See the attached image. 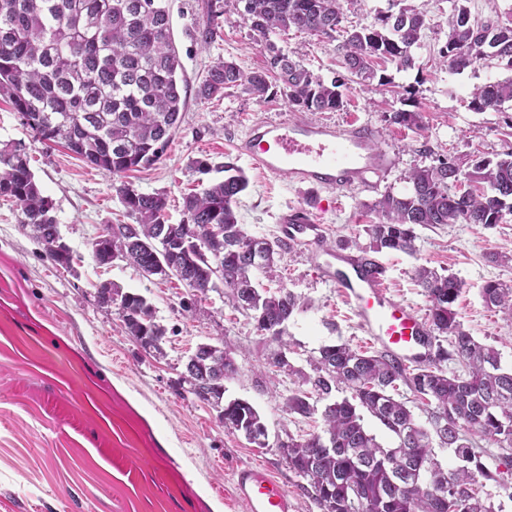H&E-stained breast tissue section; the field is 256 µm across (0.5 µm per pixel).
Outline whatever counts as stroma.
<instances>
[{
	"label": "stroma",
	"instance_id": "obj_1",
	"mask_svg": "<svg viewBox=\"0 0 512 512\" xmlns=\"http://www.w3.org/2000/svg\"><path fill=\"white\" fill-rule=\"evenodd\" d=\"M205 0H167L173 32L189 87H196L219 58L242 70L263 69L265 52L243 22L238 0H224L221 26L202 37ZM425 13L428 28L416 49L415 69L395 74L390 86L349 83L344 106L309 112L306 120L356 122L380 133V146L394 157L381 189L403 190L414 168L445 156L462 165L512 151V128L497 112L469 108L475 86L512 76L497 61L460 75L438 64L448 33L447 0H403ZM276 42L314 74L341 72L335 42L289 31ZM420 112L422 130L388 126L387 112ZM298 110L285 96L257 102L240 88L200 101L188 96L181 124L162 160L133 173L143 192L168 195V221L181 223L182 196L212 181L199 161H231L249 185L240 196L239 218L249 234L279 239V222L292 208L308 209L327 227L334 247L368 243L378 195L357 189H310L261 175L235 146L253 122L281 121ZM0 141L21 143L61 235L73 254L72 269L57 266L22 224L16 205L0 198V512H246L233 496V473L246 464L263 467L287 491L293 512H320L305 481L289 466L281 446L287 436L319 432L320 415L284 412L298 378L273 375L277 343L259 335L255 322L226 304L223 289L203 295L177 279L145 278L117 261L98 265L92 244L109 224H130L113 178L92 168L61 145L37 141L12 104L0 97ZM417 252L383 254L391 294L428 315L429 301L414 279L425 263L462 283L455 304L464 328L512 366V321L489 309L482 287L490 280L512 286V216L503 223L439 224L417 227ZM315 245L284 251L278 284L303 306L289 320L286 353L291 366L311 373L322 346L345 342L373 351L336 288L320 279ZM139 292L152 302L167 329L162 354L131 339L116 308L100 304L102 285ZM234 353L238 371L224 382V398L251 402L269 431L258 448L224 428L217 410L181 385L183 364L198 344Z\"/></svg>",
	"mask_w": 512,
	"mask_h": 512
}]
</instances>
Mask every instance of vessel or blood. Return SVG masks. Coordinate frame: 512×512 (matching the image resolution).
<instances>
[{"instance_id": "1", "label": "vessel or blood", "mask_w": 512, "mask_h": 512, "mask_svg": "<svg viewBox=\"0 0 512 512\" xmlns=\"http://www.w3.org/2000/svg\"><path fill=\"white\" fill-rule=\"evenodd\" d=\"M236 149L263 174L332 191L369 188L371 176H384L394 164L391 154L374 144L370 129L353 123L259 121ZM280 231L282 242L293 247L325 237L324 225L301 209L282 217ZM317 269L323 281L336 286L364 335L396 362L414 363L428 355L427 320L387 290L380 260L368 263L344 250H329ZM233 482L246 512H293L287 491L264 469L238 468Z\"/></svg>"}]
</instances>
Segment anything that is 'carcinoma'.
Instances as JSON below:
<instances>
[{"instance_id": "cac0c4a2", "label": "carcinoma", "mask_w": 512, "mask_h": 512, "mask_svg": "<svg viewBox=\"0 0 512 512\" xmlns=\"http://www.w3.org/2000/svg\"><path fill=\"white\" fill-rule=\"evenodd\" d=\"M241 17L266 53L265 68L245 72L235 62L217 59L198 83L195 96L212 100L227 89L241 87L259 102L276 95L275 83L289 103L305 112L336 111L343 107L345 77L326 80L314 74L270 39L295 30L337 42L343 68L363 82L391 85L394 77L378 73L391 64L397 72L415 66L413 49L421 45L427 28L425 15L404 7L378 11L374 22L343 26L340 0H239ZM467 0H448V34L439 50L443 66L460 75L486 60L512 69V21L499 15L473 21ZM224 15L223 0H207L204 36L213 34ZM182 65L174 44L166 0H0V96H6L24 124L43 138L62 143L90 166L122 179L129 171L151 167L163 156L179 127L187 101L182 95ZM512 103V78L490 81L471 93L475 112H504ZM386 122L407 129H423L419 112L397 109ZM224 178L199 193L183 198L186 223L202 229L218 224L221 232L187 242L176 251L155 249L160 239L171 243L183 225L165 224L166 194L145 193L128 182L116 186L121 202L135 217L136 226L123 225L127 240L124 260L141 276L156 275L164 263L179 281L204 286L209 259L224 263L225 297L233 308L251 312L259 332L273 331L272 340L283 352L272 359L279 371L297 376L312 392L298 389L288 396L289 413L309 417L312 398L326 401L322 433L308 438L288 436V464L306 480V492L321 512H502L478 493L480 480L497 481L477 451L475 438L487 440L512 463V369L502 366L496 348L476 340L457 319L455 303L461 282L424 264L414 274L430 306L428 320L436 343L431 361L407 371L383 353H369L347 343L326 345L305 375L287 363L284 338L288 320L301 308L292 292L263 287L256 275L277 277L281 245L249 235L238 218L239 197L248 186L241 169L221 166ZM464 178L471 190L457 192ZM409 188L386 192L373 205L377 221L366 226L369 245L358 250L364 258L386 252H417L418 226L431 224H499L512 215V152L493 161L476 159L465 171L452 159L413 169ZM19 208L21 223L32 226L45 253L68 267L71 250L55 249L60 239L51 205L42 195L28 167L23 149L0 145V197ZM118 314L126 332L142 347L162 352L166 329L156 321L147 297L114 286ZM486 306L512 318V287L491 280L484 284ZM199 346L192 375L183 378L201 401L217 405L224 393L211 386L213 378L237 372L229 350L213 365ZM457 360L464 373L447 372L443 364ZM404 384L426 402L427 425L398 398ZM350 396L337 399L332 392ZM239 417L236 432L250 442L260 433L261 415L248 401L224 404ZM377 420L396 440L388 448L365 425ZM451 448L460 464L448 470L451 488L441 510L426 507L429 492L415 485L408 493L392 483L398 468L412 480V468L437 458L435 448Z\"/></svg>"}]
</instances>
